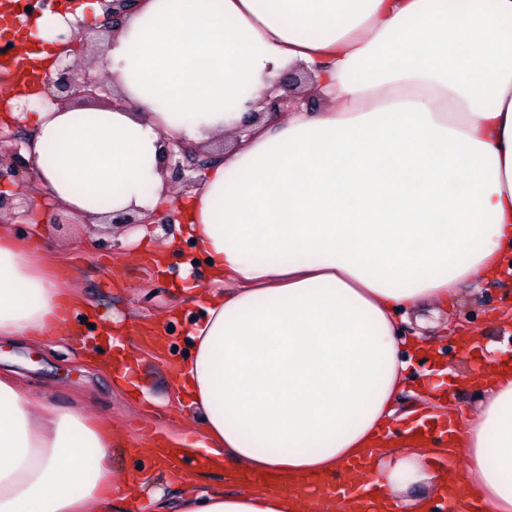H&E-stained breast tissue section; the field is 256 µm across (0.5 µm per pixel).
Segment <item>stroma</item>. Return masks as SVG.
<instances>
[{"label":"stroma","mask_w":512,"mask_h":512,"mask_svg":"<svg viewBox=\"0 0 512 512\" xmlns=\"http://www.w3.org/2000/svg\"><path fill=\"white\" fill-rule=\"evenodd\" d=\"M29 192L34 209L18 206L5 216L13 234L32 241L48 263V270L76 293L81 306L71 318L74 337L44 336L30 342L0 341V366L20 374L26 390L48 395L62 407L82 408L90 417L111 426L123 442L112 450V472L117 482L145 481L146 491H162L171 507L182 497L213 488L243 490L234 466L201 477L191 486L173 480L151 465L134 444L156 432L163 438L178 437L196 428L179 404L176 378L165 366L167 359L184 362L189 351L187 333L200 315L197 293L214 290L206 262L178 225H147L151 251L167 250L164 265L142 254L134 239L137 229L116 225L113 230L83 229L75 224L37 186ZM195 291H187V284ZM456 307L424 305L408 312L401 321L403 337L420 336L436 343L434 358L413 361L405 391L399 396L397 415L454 412L465 417L480 401L479 393L465 379L474 361L453 347L451 328L469 321L495 348L499 359L512 361V325L503 323L512 309V278L492 282L463 283ZM120 320L124 351L136 363L133 377H117L114 350L98 342L102 324ZM163 343H156V336Z\"/></svg>","instance_id":"stroma-1"}]
</instances>
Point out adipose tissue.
I'll return each instance as SVG.
<instances>
[{
    "label": "adipose tissue",
    "instance_id": "1",
    "mask_svg": "<svg viewBox=\"0 0 512 512\" xmlns=\"http://www.w3.org/2000/svg\"><path fill=\"white\" fill-rule=\"evenodd\" d=\"M100 0L35 22L50 44L91 26ZM108 102L46 104L26 156L79 224L168 201L163 140L230 148L178 201L221 294L188 337L182 405L208 467L330 476L394 414L406 383L399 313L448 306L512 255V0H139L112 35ZM324 106L234 132L288 68ZM77 300L0 229V340L68 333ZM460 423L465 499L512 512V379L487 376ZM111 429L0 369V512H140L112 482ZM438 449L372 468L392 512ZM182 512H299L259 489L187 499Z\"/></svg>",
    "mask_w": 512,
    "mask_h": 512
}]
</instances>
